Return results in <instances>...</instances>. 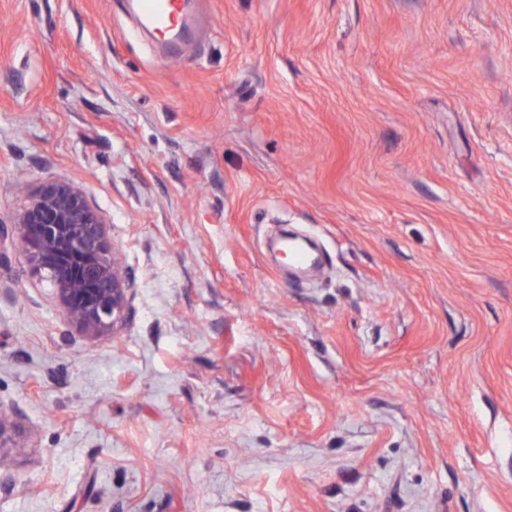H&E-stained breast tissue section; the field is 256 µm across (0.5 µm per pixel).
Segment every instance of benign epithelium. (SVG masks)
Wrapping results in <instances>:
<instances>
[{
	"mask_svg": "<svg viewBox=\"0 0 512 512\" xmlns=\"http://www.w3.org/2000/svg\"><path fill=\"white\" fill-rule=\"evenodd\" d=\"M21 252L46 282L65 322L83 336L127 324L132 281L112 244L110 225L74 184L51 182L28 195L0 225V265ZM15 442L11 414L0 407V447Z\"/></svg>",
	"mask_w": 512,
	"mask_h": 512,
	"instance_id": "1",
	"label": "benign epithelium"
}]
</instances>
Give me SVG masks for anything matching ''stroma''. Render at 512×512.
<instances>
[{
  "label": "stroma",
  "mask_w": 512,
  "mask_h": 512,
  "mask_svg": "<svg viewBox=\"0 0 512 512\" xmlns=\"http://www.w3.org/2000/svg\"><path fill=\"white\" fill-rule=\"evenodd\" d=\"M200 7L0 0V222L75 184L134 281L81 336L9 255L0 512H512V0ZM199 0H126V11L145 30L157 35L161 58L195 40L202 19Z\"/></svg>",
  "instance_id": "1"
}]
</instances>
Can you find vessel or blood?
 Wrapping results in <instances>:
<instances>
[{
	"label": "vessel or blood",
	"mask_w": 512,
	"mask_h": 512,
	"mask_svg": "<svg viewBox=\"0 0 512 512\" xmlns=\"http://www.w3.org/2000/svg\"><path fill=\"white\" fill-rule=\"evenodd\" d=\"M125 5L143 29L156 34L161 56H168L200 33L198 0H125Z\"/></svg>",
	"instance_id": "b4317fda"
}]
</instances>
